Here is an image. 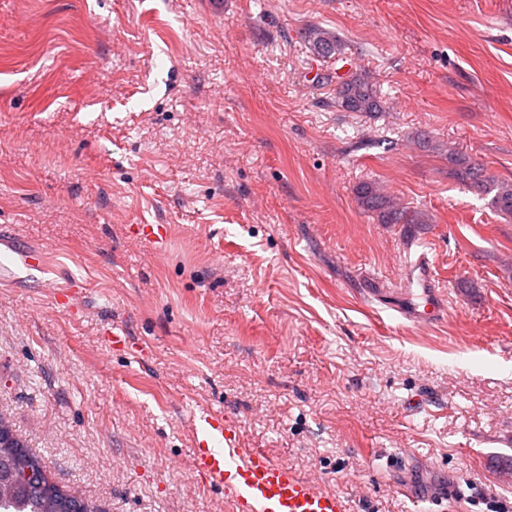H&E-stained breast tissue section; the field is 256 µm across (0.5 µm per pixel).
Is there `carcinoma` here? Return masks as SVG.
Returning a JSON list of instances; mask_svg holds the SVG:
<instances>
[{
    "label": "carcinoma",
    "instance_id": "obj_1",
    "mask_svg": "<svg viewBox=\"0 0 512 512\" xmlns=\"http://www.w3.org/2000/svg\"><path fill=\"white\" fill-rule=\"evenodd\" d=\"M304 38L318 57L332 58L342 55L339 37L328 30L318 26L310 27ZM336 103L348 112L364 114H373L382 108L374 84L366 75L357 72L345 76L337 83ZM448 158L457 165L456 175L462 183L489 196L492 208L499 215L512 218V182L485 176L479 162L452 151L448 153ZM355 194L362 207L379 212L383 224L419 227L428 223L424 213L394 205L371 183L359 184ZM27 466L37 472L38 478L28 481L21 477ZM2 479L11 483L12 491L8 495H0V512H41L43 499L53 492L60 501V512H97L83 500L68 495L50 481L40 460L19 440L10 449L0 446V480Z\"/></svg>",
    "mask_w": 512,
    "mask_h": 512
}]
</instances>
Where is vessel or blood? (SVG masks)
I'll return each instance as SVG.
<instances>
[{
	"label": "vessel or blood",
	"instance_id": "vessel-or-blood-1",
	"mask_svg": "<svg viewBox=\"0 0 512 512\" xmlns=\"http://www.w3.org/2000/svg\"><path fill=\"white\" fill-rule=\"evenodd\" d=\"M416 286L398 316L417 325L437 323L443 315L432 287L434 271L427 256L414 264ZM51 265L45 250L21 249L0 233V284L36 280L49 284ZM204 427L196 435L193 469L210 483L226 486L240 512H347L340 493L326 492L311 478L298 475L265 452L240 447L234 430L212 413H199ZM224 439L223 450L210 448L212 436Z\"/></svg>",
	"mask_w": 512,
	"mask_h": 512
}]
</instances>
